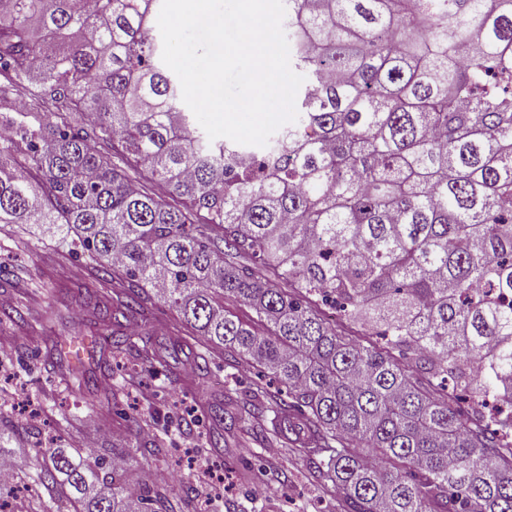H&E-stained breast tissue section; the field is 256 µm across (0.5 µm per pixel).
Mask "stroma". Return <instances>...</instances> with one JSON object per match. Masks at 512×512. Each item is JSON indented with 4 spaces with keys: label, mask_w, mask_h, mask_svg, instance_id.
<instances>
[{
    "label": "stroma",
    "mask_w": 512,
    "mask_h": 512,
    "mask_svg": "<svg viewBox=\"0 0 512 512\" xmlns=\"http://www.w3.org/2000/svg\"><path fill=\"white\" fill-rule=\"evenodd\" d=\"M0 304L22 314L10 321L0 315V379L12 387L0 404V446L16 451L27 465L26 449L55 437L68 446L122 448L134 458L132 480L146 470H172L196 495L171 499L174 512H199L213 501L216 512H318L335 493L312 478L301 456L283 442L261 445L243 431L211 445L201 421L224 389L243 388L257 376L253 367L236 365L219 350L208 353L210 379L199 384L190 352L202 351L198 338L177 327L175 314L156 304L139 334L155 350L156 364L133 354L104 355L101 336L110 334L103 311L83 302L86 290L99 286L97 263L73 254L69 242L34 224H0ZM88 348L81 367L85 385L66 386L61 360ZM184 354L169 360L172 349ZM119 385L106 402L105 381ZM146 417L140 429L134 416ZM223 475V482L200 484V470Z\"/></svg>",
    "instance_id": "obj_1"
}]
</instances>
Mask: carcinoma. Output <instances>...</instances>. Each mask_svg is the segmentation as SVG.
<instances>
[{
	"mask_svg": "<svg viewBox=\"0 0 512 512\" xmlns=\"http://www.w3.org/2000/svg\"><path fill=\"white\" fill-rule=\"evenodd\" d=\"M161 2L0 0V223L45 224L124 284L88 293L111 351H141L121 329L152 289L271 376L208 421L264 419L253 440L296 448L338 512H512V0H288L304 89L264 147L213 143L182 110ZM31 458L15 479L56 512L169 502L131 491L125 452L51 439Z\"/></svg>",
	"mask_w": 512,
	"mask_h": 512,
	"instance_id": "carcinoma-1",
	"label": "carcinoma"
}]
</instances>
